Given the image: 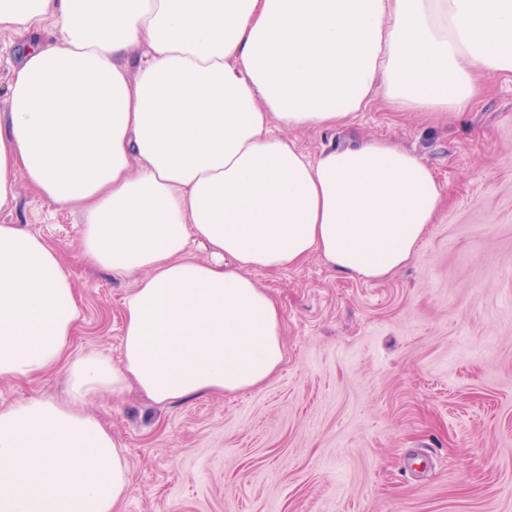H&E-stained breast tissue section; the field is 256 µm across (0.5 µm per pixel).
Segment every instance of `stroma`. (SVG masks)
Masks as SVG:
<instances>
[{"mask_svg":"<svg viewBox=\"0 0 512 512\" xmlns=\"http://www.w3.org/2000/svg\"><path fill=\"white\" fill-rule=\"evenodd\" d=\"M462 112L376 96L348 129L288 132L306 154L387 138L434 170L448 201L383 281L320 258L253 278L277 301L283 362L261 387L156 404H87L118 438L120 512H512V74L481 76ZM0 224L60 250L79 289L73 353L120 360L133 278L91 271L81 221L27 188ZM63 367L0 379V408L62 397Z\"/></svg>","mask_w":512,"mask_h":512,"instance_id":"35a3bbf8","label":"stroma"}]
</instances>
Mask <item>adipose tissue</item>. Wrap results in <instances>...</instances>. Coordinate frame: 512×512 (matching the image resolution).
<instances>
[{
  "mask_svg": "<svg viewBox=\"0 0 512 512\" xmlns=\"http://www.w3.org/2000/svg\"><path fill=\"white\" fill-rule=\"evenodd\" d=\"M0 30L21 40L0 213L27 184L79 214L91 267L135 279L121 360L72 354L60 251L0 224V379L67 375L65 400L0 408V512H117L129 465L96 396L261 386L281 316L252 271L315 254L382 280L414 259L445 196L421 157L387 139L311 157L284 131L349 127L379 94L460 111L475 72L512 73V0H0Z\"/></svg>",
  "mask_w": 512,
  "mask_h": 512,
  "instance_id": "obj_1",
  "label": "adipose tissue"
}]
</instances>
